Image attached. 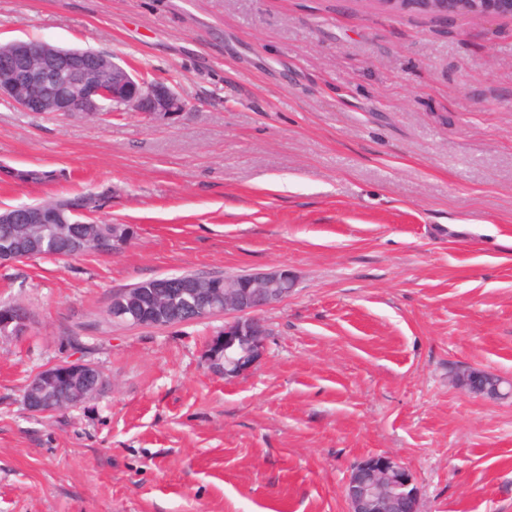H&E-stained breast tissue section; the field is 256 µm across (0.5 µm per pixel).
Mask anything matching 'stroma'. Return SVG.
<instances>
[{
    "instance_id": "stroma-1",
    "label": "stroma",
    "mask_w": 512,
    "mask_h": 512,
    "mask_svg": "<svg viewBox=\"0 0 512 512\" xmlns=\"http://www.w3.org/2000/svg\"><path fill=\"white\" fill-rule=\"evenodd\" d=\"M114 56L189 103L155 124L0 100V208L90 194L109 254L0 265V512H348L351 467L412 473L419 512H512V21L373 0H0V42ZM285 268L261 361H204L220 317L108 322L115 290ZM108 384L35 414L26 383ZM467 369L507 394L463 388ZM3 306V307H2ZM0 307V310L19 308L18 304H4ZM19 309H14L4 314L2 317V327L5 328L4 333L7 335H23L28 329L29 315L27 312ZM66 381L70 384L69 396L72 404L68 408H76L99 394L106 386V380L99 368L92 363L82 362H61L35 375L25 386L23 397L29 410L36 413L46 394L53 385L59 381ZM58 400L52 397L44 399L43 410L55 412L62 409L57 408Z\"/></svg>"
}]
</instances>
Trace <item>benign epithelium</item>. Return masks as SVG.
Returning <instances> with one entry per match:
<instances>
[{"mask_svg": "<svg viewBox=\"0 0 512 512\" xmlns=\"http://www.w3.org/2000/svg\"><path fill=\"white\" fill-rule=\"evenodd\" d=\"M388 13H419L436 18L512 20V0H376ZM0 97L23 112L53 113L68 117L98 118L107 102L122 105L153 124L178 118L189 110L188 102L162 80L144 81V76L108 54L85 49H67L43 41L0 43ZM85 209L25 205L0 211L1 224H77ZM40 248L33 239L17 235L0 238V265L26 258ZM198 284L178 275L157 282L143 292H159L162 303L137 309L131 301L112 303V320L138 326L167 327L176 323L230 317L224 330L204 350L208 366L226 378L248 374L261 360L267 330L259 311L282 301L294 288L286 269L248 273L224 284V298L211 305L201 301ZM27 312L14 309L0 318L7 335H22L28 329ZM485 379L481 370H466L461 385L486 399L494 390L476 383ZM70 384L71 402H85L99 394L106 380L92 363L61 362L35 375L23 397L29 410L39 412L53 385ZM349 512H417L418 489L410 471L394 458L370 456L350 472L345 486Z\"/></svg>", "mask_w": 512, "mask_h": 512, "instance_id": "obj_1", "label": "benign epithelium"}]
</instances>
